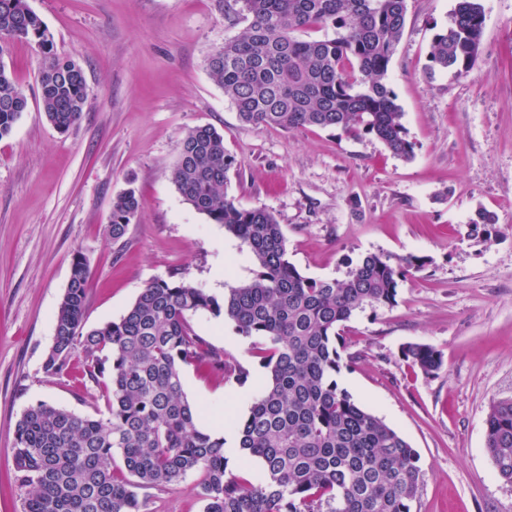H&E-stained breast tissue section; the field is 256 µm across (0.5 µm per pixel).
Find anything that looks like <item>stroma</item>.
<instances>
[{
  "instance_id": "1",
  "label": "stroma",
  "mask_w": 512,
  "mask_h": 512,
  "mask_svg": "<svg viewBox=\"0 0 512 512\" xmlns=\"http://www.w3.org/2000/svg\"><path fill=\"white\" fill-rule=\"evenodd\" d=\"M455 0H407L388 85L414 155L335 129L246 125L208 74V59L241 33L216 0H29L57 54L87 83L81 120L56 131L39 105L42 55L24 41L4 60L28 96L0 138V512H24L14 431L46 402L79 415L104 409L99 386L49 377L43 363L55 316L81 254L91 278L87 327L118 320L153 281L183 280L223 297L255 270L248 248L186 204L172 182L187 129L209 124L234 158L227 192L271 212L289 260L315 278H343L369 253L423 257L397 302L357 312L342 336L350 366L336 380L420 455L413 512H512V485L495 474L485 418L512 398V0H482L485 28L466 75L432 67L436 33ZM134 188L139 212L121 239L108 221ZM494 213L490 240L470 237L477 208ZM195 332L246 367L245 383L186 368L182 384L202 428L232 436L233 420L266 371L252 342L209 312ZM439 350L425 375L400 357L404 344ZM146 512H203L196 477L146 490Z\"/></svg>"
}]
</instances>
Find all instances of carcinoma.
<instances>
[{
  "instance_id": "carcinoma-1",
  "label": "carcinoma",
  "mask_w": 512,
  "mask_h": 512,
  "mask_svg": "<svg viewBox=\"0 0 512 512\" xmlns=\"http://www.w3.org/2000/svg\"><path fill=\"white\" fill-rule=\"evenodd\" d=\"M228 10L249 24L210 55L208 70L243 123L368 134L398 157L413 156L388 86L406 0H233ZM484 26L480 0H455L448 26L433 40V65L467 74ZM314 27H331L335 36H301ZM16 39L40 49L42 110L55 129L68 131L87 101L83 69L53 53L28 0H0V138L28 107L4 62ZM233 164L224 136L195 126L180 141L172 173L183 200L240 239L257 267L223 299L189 282L160 279L118 320L87 329L91 271L74 255L43 370L64 377L79 364L83 378L103 389L106 412L82 416L45 402L24 410L13 448L27 487L24 512H144L137 490L176 486L190 473L199 474L204 512H412L422 480L419 455L339 388L344 360L337 344L356 311L394 305L399 283L423 260L372 253L342 279L303 275L288 259L275 216L245 208L225 191ZM138 209L135 189L116 196L112 238L125 235ZM494 224L495 216L479 209L469 236L485 238ZM199 311L224 317L253 339L252 353L267 370L234 424L239 457L261 463L256 483L227 475L225 438L200 428L199 408L183 390L190 366L220 371L226 382L248 376L196 334L189 317ZM400 354L426 375L443 366L441 352L426 343H407ZM485 426L495 473L512 485V398L490 405Z\"/></svg>"
}]
</instances>
